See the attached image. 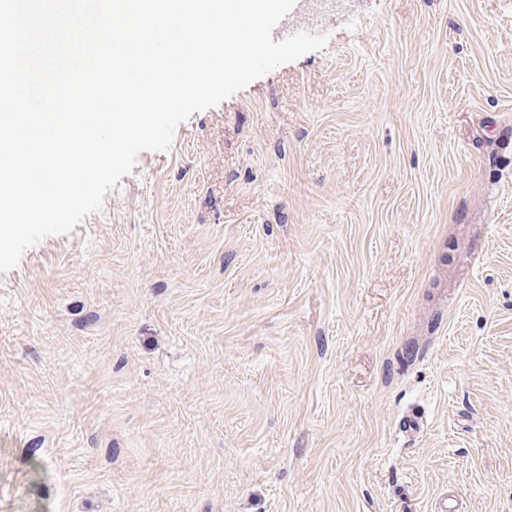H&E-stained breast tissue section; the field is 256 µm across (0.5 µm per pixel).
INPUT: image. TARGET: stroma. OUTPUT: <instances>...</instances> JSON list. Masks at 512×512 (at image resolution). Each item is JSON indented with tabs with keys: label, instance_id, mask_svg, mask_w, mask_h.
<instances>
[{
	"label": "stroma",
	"instance_id": "stroma-1",
	"mask_svg": "<svg viewBox=\"0 0 512 512\" xmlns=\"http://www.w3.org/2000/svg\"><path fill=\"white\" fill-rule=\"evenodd\" d=\"M318 28L0 272V512H512V0Z\"/></svg>",
	"mask_w": 512,
	"mask_h": 512
}]
</instances>
